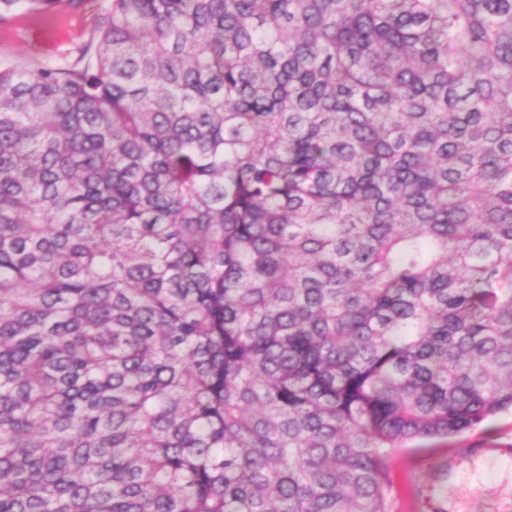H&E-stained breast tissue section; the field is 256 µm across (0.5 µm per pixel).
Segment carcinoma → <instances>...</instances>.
I'll return each instance as SVG.
<instances>
[{"mask_svg":"<svg viewBox=\"0 0 512 512\" xmlns=\"http://www.w3.org/2000/svg\"><path fill=\"white\" fill-rule=\"evenodd\" d=\"M506 411L512 0H108L0 66V512H389Z\"/></svg>","mask_w":512,"mask_h":512,"instance_id":"carcinoma-1","label":"carcinoma"}]
</instances>
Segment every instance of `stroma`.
<instances>
[{
  "label": "stroma",
  "mask_w": 512,
  "mask_h": 512,
  "mask_svg": "<svg viewBox=\"0 0 512 512\" xmlns=\"http://www.w3.org/2000/svg\"><path fill=\"white\" fill-rule=\"evenodd\" d=\"M104 0L17 6L0 18V64L64 67L89 41ZM392 512H512V413L448 438L401 448L390 460Z\"/></svg>",
  "instance_id": "stroma-1"
}]
</instances>
